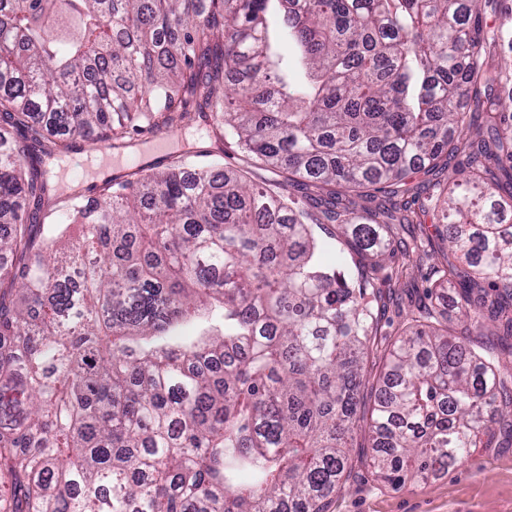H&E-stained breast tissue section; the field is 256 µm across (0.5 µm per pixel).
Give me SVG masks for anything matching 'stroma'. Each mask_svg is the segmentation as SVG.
I'll return each instance as SVG.
<instances>
[{
	"label": "stroma",
	"mask_w": 512,
	"mask_h": 512,
	"mask_svg": "<svg viewBox=\"0 0 512 512\" xmlns=\"http://www.w3.org/2000/svg\"><path fill=\"white\" fill-rule=\"evenodd\" d=\"M193 154L184 156L183 165L194 169L200 162L199 152L211 153L221 167L246 171L257 182L271 179L270 171L258 166L241 153L232 140L215 143L207 134H200ZM442 230L433 216L421 224L393 225L395 241L420 240L422 256L409 263V270L400 280L392 282L381 312V331L395 336L407 314L427 304V288L436 279L434 248L440 247ZM367 440L364 434L354 438L355 477L336 494L328 512H512V447L478 448L465 461L449 468L428 484H409L392 489L371 479L366 463Z\"/></svg>",
	"instance_id": "stroma-1"
}]
</instances>
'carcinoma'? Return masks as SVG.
<instances>
[{
	"instance_id": "obj_1",
	"label": "carcinoma",
	"mask_w": 512,
	"mask_h": 512,
	"mask_svg": "<svg viewBox=\"0 0 512 512\" xmlns=\"http://www.w3.org/2000/svg\"><path fill=\"white\" fill-rule=\"evenodd\" d=\"M273 3L302 79L278 69ZM501 39L474 0H0V512H328L359 430L393 489L512 446V347H472L487 317L512 340ZM471 102L493 143L463 141ZM197 120L283 180L137 169L52 223L54 161ZM444 153L445 195L351 208ZM426 211L464 329L424 309L365 418L375 279L419 250L387 229ZM324 221L365 276L322 260Z\"/></svg>"
}]
</instances>
